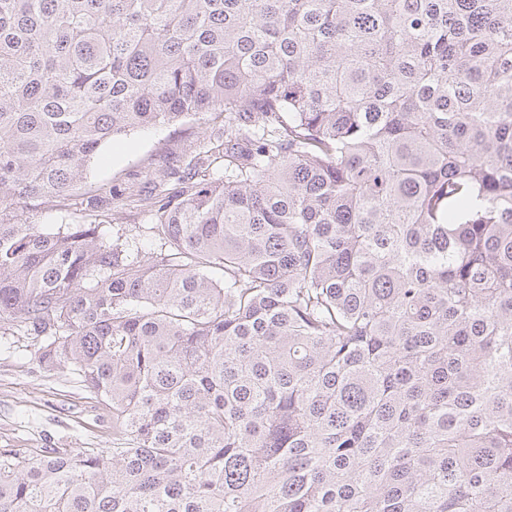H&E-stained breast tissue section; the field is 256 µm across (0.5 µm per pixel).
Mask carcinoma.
<instances>
[{
	"instance_id": "obj_1",
	"label": "carcinoma",
	"mask_w": 512,
	"mask_h": 512,
	"mask_svg": "<svg viewBox=\"0 0 512 512\" xmlns=\"http://www.w3.org/2000/svg\"><path fill=\"white\" fill-rule=\"evenodd\" d=\"M199 114L159 251L21 219ZM5 322L119 443L0 512H512V0H0Z\"/></svg>"
}]
</instances>
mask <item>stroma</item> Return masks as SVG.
<instances>
[{
	"instance_id": "stroma-1",
	"label": "stroma",
	"mask_w": 512,
	"mask_h": 512,
	"mask_svg": "<svg viewBox=\"0 0 512 512\" xmlns=\"http://www.w3.org/2000/svg\"><path fill=\"white\" fill-rule=\"evenodd\" d=\"M201 116L139 130L105 150L86 183L59 205L27 210L34 224H102L112 237L127 240L142 253L157 251L159 243L148 230L147 216L131 210L113 217L107 198L95 205L87 199L95 187L134 197L152 189L150 169L190 154L203 127ZM39 342L7 323L0 324V452L12 451L13 463L36 458L46 448L84 449L103 455L113 448L112 412L87 392L72 370H45L38 356Z\"/></svg>"
}]
</instances>
